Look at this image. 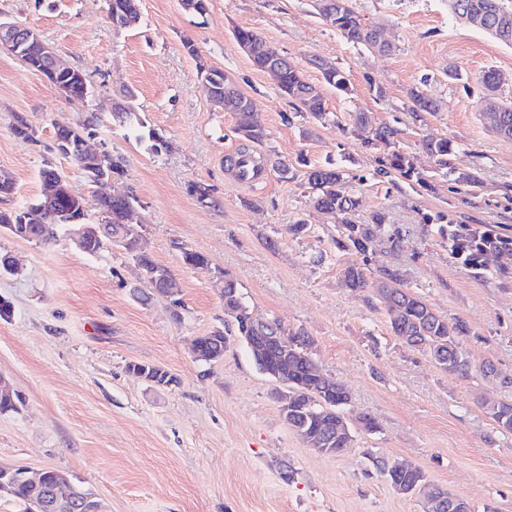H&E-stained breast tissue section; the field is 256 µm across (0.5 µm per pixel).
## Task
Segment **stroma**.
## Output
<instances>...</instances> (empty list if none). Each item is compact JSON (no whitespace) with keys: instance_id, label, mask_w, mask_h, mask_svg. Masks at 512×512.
Wrapping results in <instances>:
<instances>
[{"instance_id":"obj_1","label":"stroma","mask_w":512,"mask_h":512,"mask_svg":"<svg viewBox=\"0 0 512 512\" xmlns=\"http://www.w3.org/2000/svg\"><path fill=\"white\" fill-rule=\"evenodd\" d=\"M353 5L394 52L348 43L312 0H207L202 15L181 0H141L133 29L113 27L106 0H0V21L36 29L97 87L92 99L65 97L0 49V170L15 183L5 207L40 197V171L49 164L94 208V186L47 147L58 126L100 113L88 143L124 157L126 173L112 190L140 200L147 250L170 270L182 299L177 309L156 294L122 249L88 256L63 236L39 245L0 232V252L23 269L0 274V298L12 307L0 319V376L22 399L18 412L0 415V463L63 470L106 512H422L417 497L395 493L377 472V456L421 467L472 512H512V434L497 432L481 406L512 380V278L476 276L422 222L423 214L450 210L463 223L512 234V139L484 115L488 104L512 100V84L491 96L481 83L490 69L512 75V44L456 21L448 0ZM239 28L258 32L311 83L322 82L316 60L339 67L349 94L324 90L339 125L297 116L239 46ZM203 65L223 69L262 116L268 137L252 151L269 165L258 183H241L227 165L241 145L236 120L211 101ZM453 67L462 80L449 79ZM418 85L443 100L441 112L417 118L407 111L406 92ZM120 90L133 93L136 111L167 150L154 152L113 123L106 103ZM359 111L393 128L400 150L426 170L434 161L422 140L448 139L451 165L479 181L473 194L441 180L428 192L374 176L375 156L353 125ZM18 115L36 129L37 143L14 137ZM304 128L312 137L301 136ZM300 155L316 164L355 158V221L384 214L402 237L400 249L376 255V265L400 269L437 313L466 324L467 377L402 345L372 291L342 286L348 258L336 249L334 218L311 208L302 177L274 167ZM198 186L209 200H199ZM301 219L309 230L292 237L287 228ZM270 238L277 249L267 247ZM184 247L203 254L207 268L185 265ZM225 270L255 313L308 333L317 363L348 388L352 414L373 415L380 432H356L343 454H320L289 428L275 382L244 346L218 362L195 360L190 340L224 325L216 276ZM487 361L497 378L484 377ZM132 363L161 366L177 383L153 386L129 372Z\"/></svg>"}]
</instances>
